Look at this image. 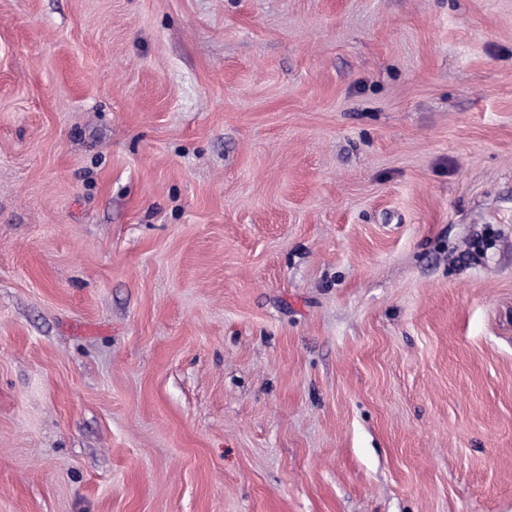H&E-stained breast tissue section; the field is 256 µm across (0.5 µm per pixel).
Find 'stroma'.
Returning a JSON list of instances; mask_svg holds the SVG:
<instances>
[{
  "instance_id": "obj_1",
  "label": "stroma",
  "mask_w": 512,
  "mask_h": 512,
  "mask_svg": "<svg viewBox=\"0 0 512 512\" xmlns=\"http://www.w3.org/2000/svg\"><path fill=\"white\" fill-rule=\"evenodd\" d=\"M0 512H512V0H0Z\"/></svg>"
}]
</instances>
